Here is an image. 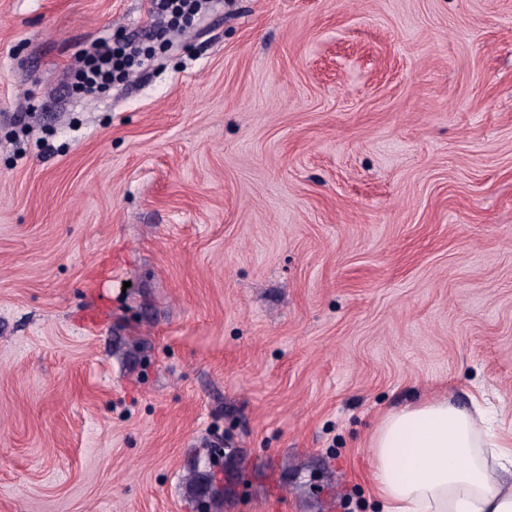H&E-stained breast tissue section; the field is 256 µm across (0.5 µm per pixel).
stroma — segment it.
Returning a JSON list of instances; mask_svg holds the SVG:
<instances>
[{"mask_svg": "<svg viewBox=\"0 0 512 512\" xmlns=\"http://www.w3.org/2000/svg\"><path fill=\"white\" fill-rule=\"evenodd\" d=\"M0 0V512H381L366 441L512 407V0ZM142 54L106 91L102 41ZM152 13L169 17L170 26H186L203 10L207 1L152 0ZM137 53L131 44L112 46L104 43L86 59L76 78L86 91L105 88L125 75Z\"/></svg>", "mask_w": 512, "mask_h": 512, "instance_id": "obj_1", "label": "stroma"}]
</instances>
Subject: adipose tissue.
<instances>
[{
	"label": "adipose tissue",
	"instance_id": "ef3b65f1",
	"mask_svg": "<svg viewBox=\"0 0 512 512\" xmlns=\"http://www.w3.org/2000/svg\"><path fill=\"white\" fill-rule=\"evenodd\" d=\"M368 451L383 512H512V410L433 396L387 413Z\"/></svg>",
	"mask_w": 512,
	"mask_h": 512
}]
</instances>
